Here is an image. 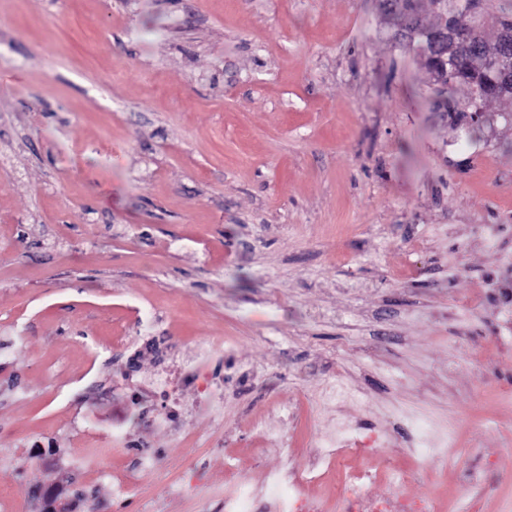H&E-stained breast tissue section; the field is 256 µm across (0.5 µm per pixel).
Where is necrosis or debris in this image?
I'll list each match as a JSON object with an SVG mask.
<instances>
[{
  "label": "necrosis or debris",
  "instance_id": "4bbe7bcc",
  "mask_svg": "<svg viewBox=\"0 0 512 512\" xmlns=\"http://www.w3.org/2000/svg\"><path fill=\"white\" fill-rule=\"evenodd\" d=\"M363 439L345 420L333 423L331 430L319 441V457L310 465L288 458L284 469L269 475L267 485L271 506L276 512H322L321 498L307 492L309 484L319 482L325 470L336 469L343 477L345 512H431L424 499L408 496L404 491L406 474L364 450L361 465H352L339 452L348 444H362ZM381 484L385 492L372 500L364 495V485Z\"/></svg>",
  "mask_w": 512,
  "mask_h": 512
}]
</instances>
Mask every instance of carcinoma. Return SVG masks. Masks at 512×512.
Here are the masks:
<instances>
[{
	"mask_svg": "<svg viewBox=\"0 0 512 512\" xmlns=\"http://www.w3.org/2000/svg\"><path fill=\"white\" fill-rule=\"evenodd\" d=\"M415 2L384 0V6L390 11L397 10L406 17H412L425 32L433 30V27L422 24ZM487 23L497 27V36L492 43L482 35V28ZM470 24L468 46L448 52V73L444 86L453 88L464 85L470 95L483 102L512 100V73L504 74L489 64V58L495 55L507 54L512 57V12L501 7L494 13L486 4L479 15L470 19Z\"/></svg>",
	"mask_w": 512,
	"mask_h": 512,
	"instance_id": "obj_1",
	"label": "carcinoma"
}]
</instances>
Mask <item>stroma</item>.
<instances>
[{"mask_svg":"<svg viewBox=\"0 0 512 512\" xmlns=\"http://www.w3.org/2000/svg\"><path fill=\"white\" fill-rule=\"evenodd\" d=\"M468 97L380 0H0V512L52 485L69 512H224L232 467L263 512L338 417L434 512L487 460L480 512H512V352L478 300L512 279V103L474 125ZM202 349L213 394L152 422L146 380Z\"/></svg>","mask_w":512,"mask_h":512,"instance_id":"35a3bbf8","label":"stroma"}]
</instances>
